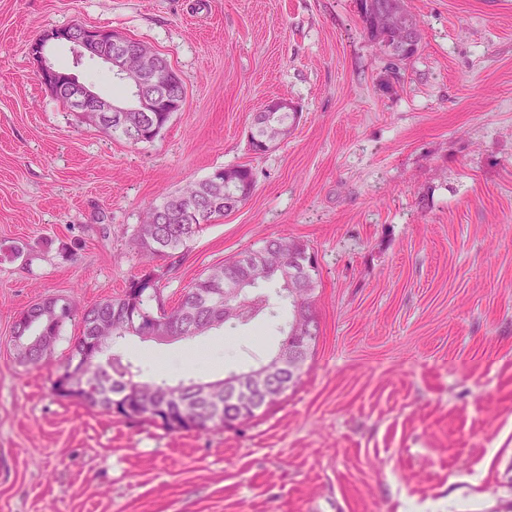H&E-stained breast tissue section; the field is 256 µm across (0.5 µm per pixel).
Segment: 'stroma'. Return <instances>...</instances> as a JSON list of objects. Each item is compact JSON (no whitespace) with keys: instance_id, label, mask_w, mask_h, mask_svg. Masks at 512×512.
<instances>
[{"instance_id":"1","label":"stroma","mask_w":512,"mask_h":512,"mask_svg":"<svg viewBox=\"0 0 512 512\" xmlns=\"http://www.w3.org/2000/svg\"><path fill=\"white\" fill-rule=\"evenodd\" d=\"M418 53L391 73L355 0H0V512H497L512 498V0H407ZM78 23L166 58L186 88L133 144L41 84L29 45ZM58 68L125 85L68 45ZM285 98L287 137L248 147ZM254 189L174 261L175 306L213 264L308 243L320 325L300 382L238 429L130 422L51 392L78 324L36 365L12 341L40 299L82 310L143 267L149 207L218 168ZM268 321L127 356L211 381L264 363ZM294 105L287 99H275L271 100L264 107L263 111L257 114V120L260 123V130L265 131L267 134L268 129L272 126L273 122L276 121L275 112H280V123L282 127L287 128L285 133H279L275 143L280 140L288 132V121L294 119L295 115Z\"/></svg>"}]
</instances>
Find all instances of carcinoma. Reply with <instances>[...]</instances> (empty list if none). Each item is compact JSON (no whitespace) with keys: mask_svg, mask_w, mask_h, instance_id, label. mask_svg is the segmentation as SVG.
<instances>
[{"mask_svg":"<svg viewBox=\"0 0 512 512\" xmlns=\"http://www.w3.org/2000/svg\"><path fill=\"white\" fill-rule=\"evenodd\" d=\"M362 2L359 16L369 41L378 46L392 38L386 20L403 0ZM169 119L167 112H114L100 127L138 143L145 131L159 128ZM252 188V170L237 166L222 173L214 171L169 195L162 204L150 208L138 226V250L148 263L157 257H175L205 225L245 201ZM308 252V245L301 240L267 238L256 250L209 266L169 310L159 300L160 274L145 266L128 281L122 294L83 310L81 332L62 367L77 379L79 389L67 393L55 380L52 393L106 413L116 407L127 420L154 424L159 416L162 426L170 430H222L249 423L280 401L284 391L275 386L288 383V373L267 376V393L243 411L224 397V381L189 378L173 384L159 375L145 376L141 366L124 360L122 348L129 338L140 339L153 332L187 339L226 326L234 329L261 317L278 320L286 308L288 316L279 324L280 346L265 365L272 367L279 362L293 336L301 337V357L307 361L319 336L312 309L317 267L308 265ZM290 267L299 278L292 285L288 284ZM73 319L74 307L62 297L43 299L20 313L13 324L18 358L38 363Z\"/></svg>","mask_w":512,"mask_h":512,"instance_id":"obj_1","label":"carcinoma"}]
</instances>
